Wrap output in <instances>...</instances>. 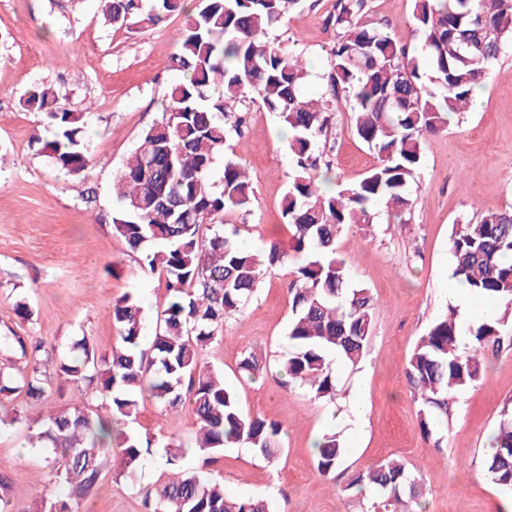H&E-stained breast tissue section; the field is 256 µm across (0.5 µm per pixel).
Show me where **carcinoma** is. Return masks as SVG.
<instances>
[{
  "instance_id": "1",
  "label": "carcinoma",
  "mask_w": 512,
  "mask_h": 512,
  "mask_svg": "<svg viewBox=\"0 0 512 512\" xmlns=\"http://www.w3.org/2000/svg\"><path fill=\"white\" fill-rule=\"evenodd\" d=\"M107 21L127 29L160 24L184 9L182 0H101ZM300 0H202L178 32L168 69L180 75L166 95L162 118L147 126L113 181L118 208L113 233L140 254L141 268L165 280L166 303L144 348L138 296L112 301L116 343L99 352L87 339L81 354L59 359L36 336L14 337L26 369L0 368V401L25 395L40 402L49 367L74 384L95 385L106 414L137 420L140 397L167 412L187 404L196 417L200 463L183 465L190 451L163 445L157 480L141 488L145 512H273L262 497L228 496L208 469L226 448L246 445L273 461L281 424L245 414L235 389L201 363L232 315L254 299L273 270L288 265L292 318L278 359L289 389L315 399L336 398V362L356 366L371 338L376 301L351 278L336 243L350 225L370 226L377 203L400 211L423 168V143L471 111L473 89L487 85L503 47L512 43V0H413L409 42L366 20L368 0H336L327 24L336 30L330 65L318 97L304 91L305 62L269 40ZM259 102L288 130L293 173L283 198L291 252L275 240L258 251L239 247L224 230V215L248 213L256 196L242 163H224L221 185L211 182L218 156L242 138L244 102ZM349 105L355 135L377 163L360 180L336 191L321 188L311 171H331L329 133L339 103ZM44 112L51 138L41 142L54 164L86 177L91 162L89 113L60 100L45 85L24 100ZM451 278L512 305V207L489 210L476 222L452 226ZM455 313L431 324L412 351L405 376L420 403L422 429L437 433L448 422L455 395L482 379L481 356L503 343L500 320L482 321L460 346ZM242 377L267 371L253 353L239 363ZM29 443L44 450L62 495L40 501L38 512H74L108 468L137 480L155 462L154 439L122 433L106 455L111 428L105 414L86 406L57 409L26 421ZM316 469L334 472L347 448L334 433L315 444ZM486 474L512 491V409L501 412L483 460ZM370 486L376 499L366 512H422L421 478L397 459H383L351 476L345 490Z\"/></svg>"
}]
</instances>
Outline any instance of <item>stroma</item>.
Here are the masks:
<instances>
[{
    "mask_svg": "<svg viewBox=\"0 0 512 512\" xmlns=\"http://www.w3.org/2000/svg\"><path fill=\"white\" fill-rule=\"evenodd\" d=\"M335 0H304L272 37L307 63L306 94L319 91L328 69L335 33L325 23ZM371 19L393 37L407 40L411 0H369ZM187 16L175 13L159 25L127 31L105 23L98 0H0V336H36L64 356L75 339L89 336L98 350L116 341L112 300L136 291L144 308L146 334H153L165 285L142 271L139 256L112 232L117 202L112 181L144 128L161 116V103L174 75L168 70L174 39ZM53 86L60 98L90 106L93 144L86 179L56 167L35 141L45 132L43 113L23 105L37 85ZM333 184L361 179L377 162L354 134L351 112L341 107L331 128ZM233 152L241 157L255 187L250 213L225 216L240 229L238 244L255 250L264 242H288L281 201L292 174L288 134L273 113L251 105L248 129ZM421 179L411 206L402 212L378 207L370 232L346 230L336 248L352 278L377 302L372 338L363 361L337 368L335 400H318L288 389L276 362L287 347L292 316L283 267L260 284L246 310L228 320L205 347L203 362L224 373L242 410L283 427V454L269 462L250 448L225 449L214 469L226 494L269 499L274 512H358L346 491L352 474L396 457L419 475L426 489L423 512H501L512 494L482 469L504 405L512 404V346L483 358V379L458 393L443 439L425 437L420 406L405 378L407 361L432 322L453 300L452 225L476 221L491 209L512 206V45L495 65L483 98L472 112L423 145ZM26 302L31 318L15 310ZM266 357L267 373L241 379L238 366L248 353ZM364 380L366 418L360 429L347 421L351 388ZM96 390L52 375L45 404L24 397L0 403V414L23 422L0 431V476L19 512L40 497H55L44 455L29 447L26 419L47 408L100 404ZM130 431L159 443H193L196 420L190 407L162 411L141 402ZM338 433L348 449L330 476H320L311 443ZM154 468L138 482L108 474L84 512H143L140 488L154 482Z\"/></svg>",
    "mask_w": 512,
    "mask_h": 512,
    "instance_id": "35a3bbf8",
    "label": "stroma"
}]
</instances>
